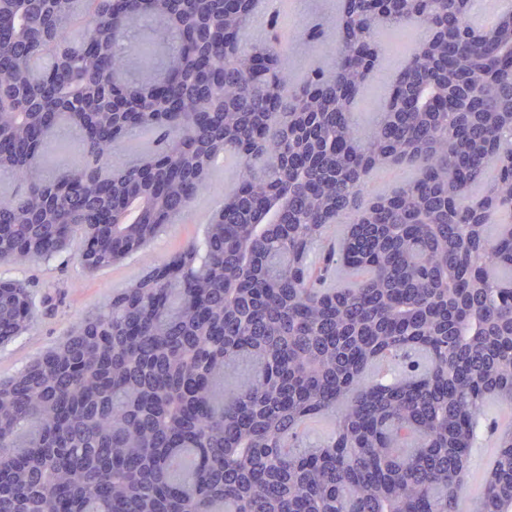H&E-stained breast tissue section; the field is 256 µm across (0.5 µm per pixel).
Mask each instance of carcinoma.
<instances>
[{
	"label": "carcinoma",
	"instance_id": "cac0c4a2",
	"mask_svg": "<svg viewBox=\"0 0 512 512\" xmlns=\"http://www.w3.org/2000/svg\"><path fill=\"white\" fill-rule=\"evenodd\" d=\"M224 2L0 0V266L75 245L108 269L237 165L201 237L0 382V512H461L487 410L512 409V10L477 37L463 0H341L353 49L297 83L277 39L241 43L259 0ZM412 23L361 128L377 36ZM63 128L80 159L50 172ZM35 311L0 279V336ZM495 444L468 512H512L511 426ZM410 171L404 166H395L374 171L370 177L367 189L370 196L385 194L409 178Z\"/></svg>",
	"mask_w": 512,
	"mask_h": 512
}]
</instances>
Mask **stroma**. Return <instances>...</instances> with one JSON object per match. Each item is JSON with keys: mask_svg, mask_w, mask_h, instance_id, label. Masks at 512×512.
<instances>
[{"mask_svg": "<svg viewBox=\"0 0 512 512\" xmlns=\"http://www.w3.org/2000/svg\"><path fill=\"white\" fill-rule=\"evenodd\" d=\"M339 0H295L284 11L279 22L285 32L283 63L294 80H301L312 68L331 66L336 44H305L297 40L299 31L320 24L330 35L338 33ZM419 35L418 30L383 35V59L372 72L355 103L359 126L369 124L373 112L383 105L396 72ZM232 159H225L214 174V187L193 202L183 218L170 225L144 251L136 253L111 269L88 274L83 270L76 251L61 254L48 263L31 265L24 272L8 266L0 267V277H24L43 301L37 312L36 325L30 333L0 345V382L8 380L44 350L60 342L73 325L122 290L148 266L163 263L170 253L199 234L202 224L223 202L224 193L235 182Z\"/></svg>", "mask_w": 512, "mask_h": 512, "instance_id": "stroma-1", "label": "stroma"}]
</instances>
